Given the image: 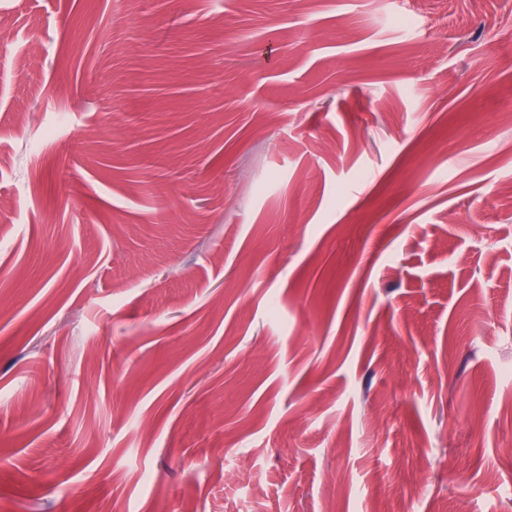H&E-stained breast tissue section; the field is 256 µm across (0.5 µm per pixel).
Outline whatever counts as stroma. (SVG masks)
Returning a JSON list of instances; mask_svg holds the SVG:
<instances>
[{"label":"stroma","instance_id":"obj_1","mask_svg":"<svg viewBox=\"0 0 512 512\" xmlns=\"http://www.w3.org/2000/svg\"><path fill=\"white\" fill-rule=\"evenodd\" d=\"M0 32V512H512V0Z\"/></svg>","mask_w":512,"mask_h":512}]
</instances>
